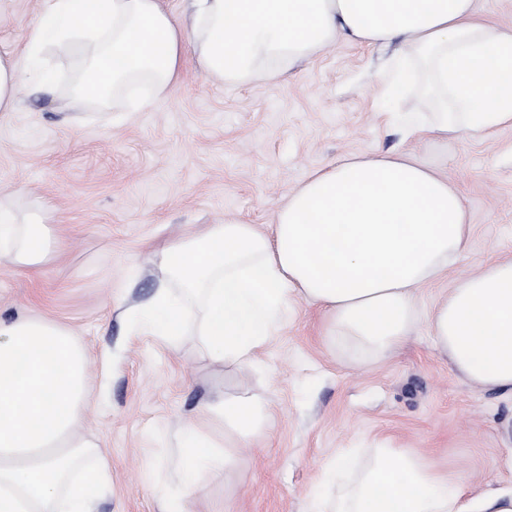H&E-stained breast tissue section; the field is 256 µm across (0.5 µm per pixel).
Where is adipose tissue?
Listing matches in <instances>:
<instances>
[{
  "mask_svg": "<svg viewBox=\"0 0 512 512\" xmlns=\"http://www.w3.org/2000/svg\"><path fill=\"white\" fill-rule=\"evenodd\" d=\"M189 20L163 0H42L24 60L0 56V113L15 111L23 81L65 88L73 109L140 112L182 81L186 53L222 84L278 81L337 39L397 45L383 68L382 102L409 138L484 137L512 127V29L479 20L476 0H190ZM76 63L67 86L43 60ZM430 112H402L406 91ZM49 208L18 211L0 197V261L36 270L55 247ZM470 244L459 191L402 152L358 154L311 173L278 207L272 231L235 217L154 255L151 300L129 316L134 333L192 344L219 369L251 366L284 327L294 298L324 313L328 345L366 367L395 354L428 324L439 353L469 383L512 393V258L458 277L430 310L419 288L445 276ZM216 424L178 432L176 483L160 512H187L191 490L234 467L230 439L266 436L269 402L214 390ZM338 484L333 512H512V485L477 493L439 477L421 456L372 449Z\"/></svg>",
  "mask_w": 512,
  "mask_h": 512,
  "instance_id": "1",
  "label": "adipose tissue"
}]
</instances>
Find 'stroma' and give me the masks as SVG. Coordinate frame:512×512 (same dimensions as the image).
<instances>
[{
  "instance_id": "stroma-1",
  "label": "stroma",
  "mask_w": 512,
  "mask_h": 512,
  "mask_svg": "<svg viewBox=\"0 0 512 512\" xmlns=\"http://www.w3.org/2000/svg\"><path fill=\"white\" fill-rule=\"evenodd\" d=\"M40 0H0V55L21 56ZM390 52L345 40L279 82L222 85L186 55L184 79L144 112L74 118L66 99L22 93L0 116V192L52 207L58 246L38 272L0 263V318L50 319L88 361L83 431L108 461L98 512H160L181 454L174 435L202 421L216 385L268 398L265 438L235 448V467L202 482L189 512H311L340 449L386 444L422 454L476 491L512 484V394L470 384L427 326L383 364L354 368L322 335L321 313L295 298L288 322L248 370L216 373L191 347L132 335L127 312L152 295L147 257L227 216L266 229L310 173L344 156L407 150L459 189L471 246L448 275L420 288L424 306L453 281L512 255V128L448 143L404 138L382 109L375 75Z\"/></svg>"
}]
</instances>
